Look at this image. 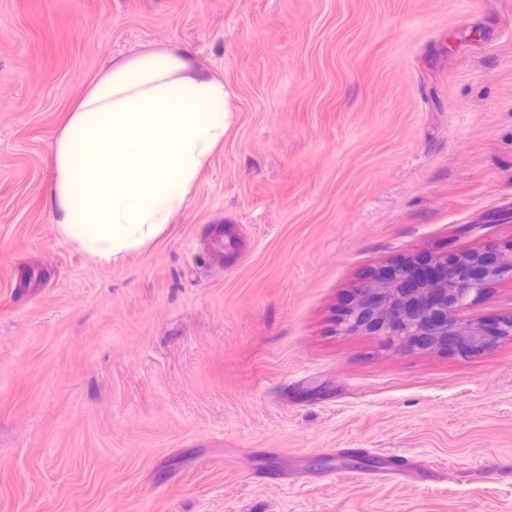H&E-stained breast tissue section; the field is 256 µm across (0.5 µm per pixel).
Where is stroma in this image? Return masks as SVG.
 Instances as JSON below:
<instances>
[{"label":"stroma","instance_id":"stroma-1","mask_svg":"<svg viewBox=\"0 0 512 512\" xmlns=\"http://www.w3.org/2000/svg\"><path fill=\"white\" fill-rule=\"evenodd\" d=\"M173 44L231 127L166 232L103 265L52 222L54 141L107 62ZM490 242L512 0H0V512H512V335L335 324L384 266ZM462 316L512 317V276Z\"/></svg>","mask_w":512,"mask_h":512}]
</instances>
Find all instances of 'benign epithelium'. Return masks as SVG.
<instances>
[{"label":"benign epithelium","instance_id":"1","mask_svg":"<svg viewBox=\"0 0 512 512\" xmlns=\"http://www.w3.org/2000/svg\"><path fill=\"white\" fill-rule=\"evenodd\" d=\"M434 276L410 259L392 264L357 288L338 318L343 333L385 337L401 349L475 353L512 334L509 318L490 327L463 319L461 312L489 286L512 274L494 246L482 252L436 255Z\"/></svg>","mask_w":512,"mask_h":512}]
</instances>
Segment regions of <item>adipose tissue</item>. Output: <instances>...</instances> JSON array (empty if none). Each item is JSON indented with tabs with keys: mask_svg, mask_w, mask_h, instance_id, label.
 <instances>
[{
	"mask_svg": "<svg viewBox=\"0 0 512 512\" xmlns=\"http://www.w3.org/2000/svg\"><path fill=\"white\" fill-rule=\"evenodd\" d=\"M230 97L223 79L172 45L104 68L55 142L58 235L105 265L156 240L223 143Z\"/></svg>",
	"mask_w": 512,
	"mask_h": 512,
	"instance_id": "1",
	"label": "adipose tissue"
}]
</instances>
